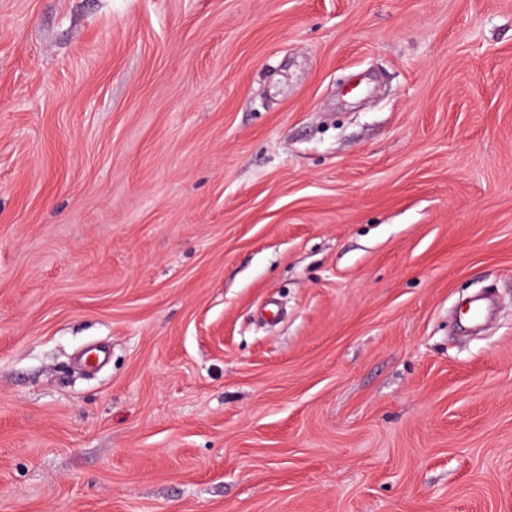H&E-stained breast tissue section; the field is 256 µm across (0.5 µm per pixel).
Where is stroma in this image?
Returning <instances> with one entry per match:
<instances>
[{"label": "stroma", "mask_w": 512, "mask_h": 512, "mask_svg": "<svg viewBox=\"0 0 512 512\" xmlns=\"http://www.w3.org/2000/svg\"><path fill=\"white\" fill-rule=\"evenodd\" d=\"M0 512H512V0H0Z\"/></svg>", "instance_id": "obj_1"}]
</instances>
